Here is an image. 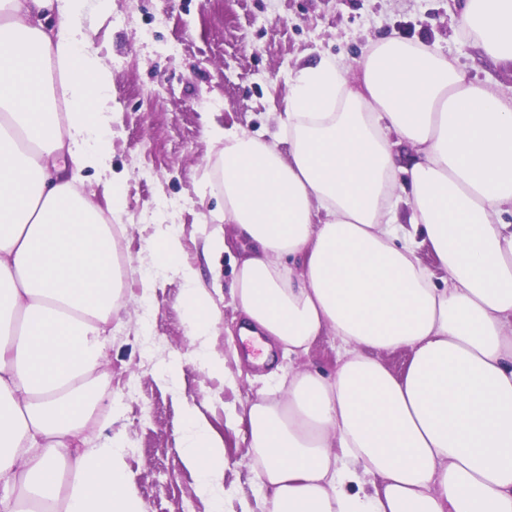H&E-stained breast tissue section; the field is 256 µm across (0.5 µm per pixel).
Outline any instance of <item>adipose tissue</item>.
I'll return each mask as SVG.
<instances>
[{"label":"adipose tissue","instance_id":"adipose-tissue-1","mask_svg":"<svg viewBox=\"0 0 512 512\" xmlns=\"http://www.w3.org/2000/svg\"><path fill=\"white\" fill-rule=\"evenodd\" d=\"M86 8L0 0V512H144L119 443L80 447L119 309L116 240L78 190L110 149ZM453 8L459 34L512 64V0ZM212 137L233 235L206 248L241 246V335L297 356L336 341L332 378L289 372L245 418L268 512H512V94L388 37L354 64L300 70L287 149ZM184 280L192 336L212 335L216 307L192 270ZM397 350L399 375L385 362ZM187 430L183 460L214 489L224 441L193 411Z\"/></svg>","mask_w":512,"mask_h":512}]
</instances>
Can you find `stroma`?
<instances>
[{
    "mask_svg": "<svg viewBox=\"0 0 512 512\" xmlns=\"http://www.w3.org/2000/svg\"><path fill=\"white\" fill-rule=\"evenodd\" d=\"M449 0H112L89 4L84 25L112 77L111 159L86 171L83 189L107 207L105 184L121 186L118 249L127 261L120 311L93 375L87 447L119 439L145 512H263L245 432L230 423L272 385L259 351L241 340L231 296L234 257L211 258L204 243L224 211L223 142L213 128L263 141L287 136L288 83L324 57L353 61L386 36L435 46L473 81L512 92V66L494 64L456 32ZM176 231L182 251L162 266L150 248ZM191 265L222 316L217 332L188 334L182 267ZM155 282L142 290L141 272ZM224 370L207 371L206 354ZM279 374L336 371V342L320 337L308 354L276 352ZM193 405L224 441V493H204L182 461L185 407Z\"/></svg>",
    "mask_w": 512,
    "mask_h": 512,
    "instance_id": "1",
    "label": "stroma"
}]
</instances>
